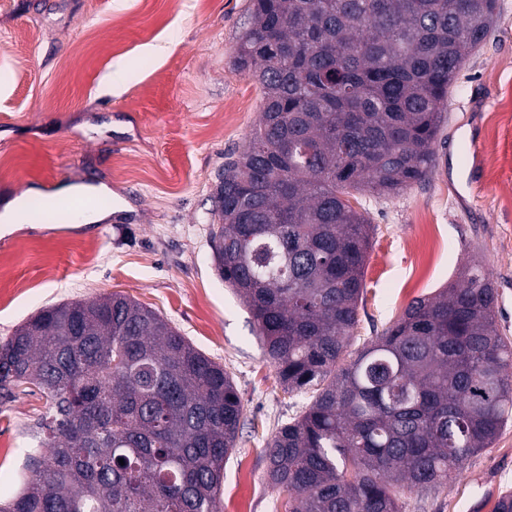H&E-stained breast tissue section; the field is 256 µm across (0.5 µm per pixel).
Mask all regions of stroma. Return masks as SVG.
<instances>
[{"instance_id":"35a3bbf8","label":"stroma","mask_w":512,"mask_h":512,"mask_svg":"<svg viewBox=\"0 0 512 512\" xmlns=\"http://www.w3.org/2000/svg\"><path fill=\"white\" fill-rule=\"evenodd\" d=\"M249 0H0V200L36 187L106 184L120 217L41 223L0 235V343L47 306L121 292L223 365L243 406L224 465L220 512H285L263 449L308 394L284 392L252 315L218 278L210 195L229 154L257 126V84L235 69ZM122 72L114 89L108 71ZM512 0L463 65L426 181L362 198L374 233L348 348L396 321L415 298L479 261L497 292L496 327L512 339ZM474 139L476 149L464 151ZM420 244V252L408 243ZM45 399L34 387L0 404V499L31 472ZM512 492V424L445 491L400 487L404 512H494Z\"/></svg>"}]
</instances>
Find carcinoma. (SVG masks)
<instances>
[{
    "label": "carcinoma",
    "mask_w": 512,
    "mask_h": 512,
    "mask_svg": "<svg viewBox=\"0 0 512 512\" xmlns=\"http://www.w3.org/2000/svg\"><path fill=\"white\" fill-rule=\"evenodd\" d=\"M496 9L249 0L233 64L262 112L224 163L209 238L284 391L312 392L265 448L286 512H403L394 487L443 491L512 421V341L476 261L344 362L374 231L349 197L428 176L449 89ZM23 385L45 397L42 437L0 512H219L241 401L154 311L121 293L42 309L0 344V402Z\"/></svg>",
    "instance_id": "obj_1"
}]
</instances>
